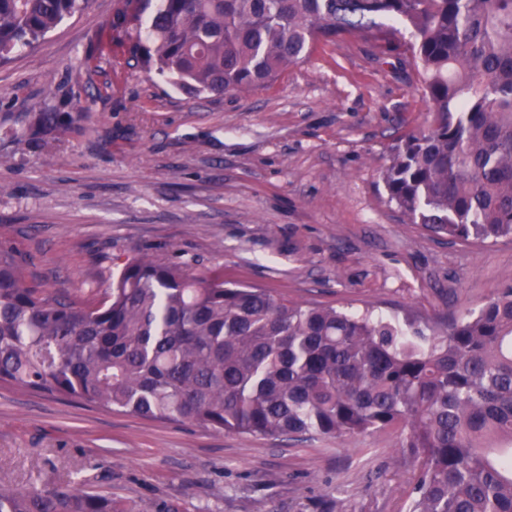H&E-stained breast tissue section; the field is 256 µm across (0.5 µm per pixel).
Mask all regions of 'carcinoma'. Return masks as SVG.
Instances as JSON below:
<instances>
[{"label":"carcinoma","instance_id":"obj_1","mask_svg":"<svg viewBox=\"0 0 512 512\" xmlns=\"http://www.w3.org/2000/svg\"><path fill=\"white\" fill-rule=\"evenodd\" d=\"M87 0H0V62ZM128 52L190 94L262 86L321 43L404 41L431 120L382 180L414 224L512 240V0H125ZM387 23H381V20ZM411 29L405 39L403 29ZM53 112L7 133L36 141ZM97 301L28 287L0 246V384L216 432L344 441L398 426L408 512H512V286L427 336L415 321L298 304L224 271L112 257ZM0 512H120L75 485L0 488Z\"/></svg>","mask_w":512,"mask_h":512}]
</instances>
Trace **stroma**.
I'll return each instance as SVG.
<instances>
[{
    "mask_svg": "<svg viewBox=\"0 0 512 512\" xmlns=\"http://www.w3.org/2000/svg\"><path fill=\"white\" fill-rule=\"evenodd\" d=\"M122 5L91 0L0 63V122L89 108L79 132L0 133V243L27 286L98 299L113 256L140 250L429 332L512 284V240L452 241L388 201L391 148L428 120L414 67L354 34L268 86L189 95L130 56ZM399 443L217 433L0 386V487L82 482L129 512H408Z\"/></svg>",
    "mask_w": 512,
    "mask_h": 512,
    "instance_id": "obj_1",
    "label": "stroma"
}]
</instances>
